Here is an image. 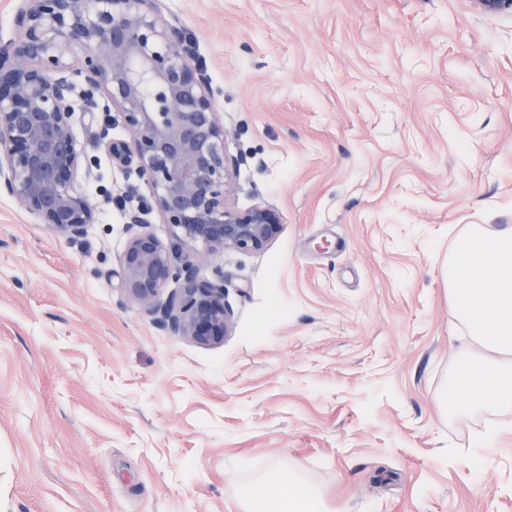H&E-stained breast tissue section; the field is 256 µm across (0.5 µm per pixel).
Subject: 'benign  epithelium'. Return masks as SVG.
I'll use <instances>...</instances> for the list:
<instances>
[{
    "label": "benign epithelium",
    "instance_id": "obj_1",
    "mask_svg": "<svg viewBox=\"0 0 512 512\" xmlns=\"http://www.w3.org/2000/svg\"><path fill=\"white\" fill-rule=\"evenodd\" d=\"M17 34L0 42V194L59 236L77 239L96 221L73 192L92 172L74 133L75 97L85 99L89 131L120 167H133L152 199L128 211L129 237L118 256V289L163 330L198 344L221 342L230 328L224 281L199 277L198 262L226 249L256 252L279 218L264 204L231 206L240 165L225 148L224 120L202 67L188 61L176 27L156 0H18ZM511 14L512 0H475ZM118 112L128 138L96 112ZM157 211L178 247L143 229ZM172 281L181 287L167 291Z\"/></svg>",
    "mask_w": 512,
    "mask_h": 512
}]
</instances>
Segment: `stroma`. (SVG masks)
Instances as JSON below:
<instances>
[{
    "mask_svg": "<svg viewBox=\"0 0 512 512\" xmlns=\"http://www.w3.org/2000/svg\"><path fill=\"white\" fill-rule=\"evenodd\" d=\"M241 157L231 203L272 206L223 276L202 346L117 290L151 189L96 160L69 240L0 196V512H237L273 470L336 512H512V410L448 417L471 341L448 257L512 225V16L474 0H159Z\"/></svg>",
    "mask_w": 512,
    "mask_h": 512,
    "instance_id": "obj_1",
    "label": "stroma"
}]
</instances>
